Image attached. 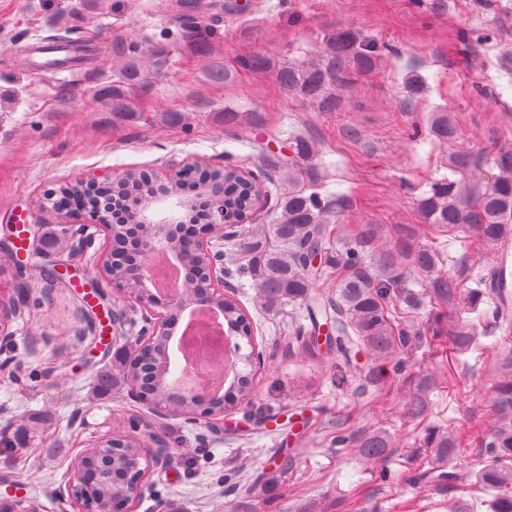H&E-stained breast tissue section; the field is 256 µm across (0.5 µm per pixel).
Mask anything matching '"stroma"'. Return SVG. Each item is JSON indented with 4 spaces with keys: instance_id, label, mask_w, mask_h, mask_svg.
Listing matches in <instances>:
<instances>
[{
    "instance_id": "stroma-1",
    "label": "stroma",
    "mask_w": 512,
    "mask_h": 512,
    "mask_svg": "<svg viewBox=\"0 0 512 512\" xmlns=\"http://www.w3.org/2000/svg\"><path fill=\"white\" fill-rule=\"evenodd\" d=\"M75 0H0V239L15 215L31 224L61 225L47 211L59 184L90 175L119 176L133 168L162 170L188 161H234L263 173L268 223L288 189V135L301 133L318 153L299 166L301 186L345 202L344 224H368L379 242L408 238L434 245L422 231L418 200L447 174L456 146L474 170L461 181L472 193L489 180L485 163L512 151V0H101L96 13L74 22L71 36L93 45L90 59L47 68L30 48L57 30L52 17ZM348 28L385 46L377 69L338 90L336 111L321 112L289 94L268 72L239 69L240 57L263 54L277 63L319 55L325 36ZM207 35L197 50L192 32ZM147 56L150 72L131 93L135 117L112 112L120 51ZM229 69L228 80L214 79ZM426 80L411 94L404 77ZM240 113L224 123L225 110ZM447 113L458 142L436 140L430 126ZM94 243L71 264L79 286L54 284L48 300L13 319V344L0 361L30 345L22 383L0 370V512H71L66 485L71 459L119 427L149 422L154 432L183 437L179 457L151 468L135 512H230L251 498L257 512H448L453 491L396 486L393 473L426 470L434 461L429 432H451L458 464L479 470L482 443L494 419V363L502 350L492 325L471 311L448 321H473L479 343L448 358L422 347L405 353L401 369L360 354L344 382L321 360L288 348V324L299 303L257 307L255 290L237 287L249 312L264 367L252 406L225 415L215 429H187L181 417L159 415L128 393L96 390L97 376L135 337L103 345L86 332L82 286L103 274ZM445 269L475 287L473 264L492 255L466 234L445 237ZM425 374L440 386L424 421L403 414L409 387ZM382 429L394 442L385 465H371L333 444L336 433ZM62 442L67 455L56 454ZM294 465L280 472L282 457Z\"/></svg>"
}]
</instances>
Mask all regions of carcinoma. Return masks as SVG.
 Returning <instances> with one entry per match:
<instances>
[{"instance_id":"1","label":"carcinoma","mask_w":512,"mask_h":512,"mask_svg":"<svg viewBox=\"0 0 512 512\" xmlns=\"http://www.w3.org/2000/svg\"><path fill=\"white\" fill-rule=\"evenodd\" d=\"M322 56L293 66H275L267 57L249 56L241 65L251 71L272 73L288 91L315 104L323 112H334L338 106L336 87L350 85L355 76L373 71L380 59L377 43L362 40L349 29H340L323 42ZM130 86L142 80L138 56L132 55L121 71ZM432 135L446 141L456 135V127L448 115L437 116L431 126ZM294 160L307 161L314 155L313 146L303 137L292 138ZM490 169L498 170L477 199L466 198L460 182L442 177L417 204L424 223L438 235L466 233L496 250V261L486 272L478 273L477 287L463 290L445 273L441 252L437 248L416 245L408 240L383 245L372 254L366 246L376 237L375 228L361 227L351 234H337L333 223L341 213V200L331 202L319 192L288 184L281 197V213L269 224H254L251 219L252 199L242 187L244 172L233 163L222 168H206L200 172L201 189L188 200L184 213L187 224H208L211 221L210 190L224 193V218L251 225L238 239L224 241V263L231 275L249 281L257 289V302L263 308H275L286 302L303 304L301 321L293 328L288 347L298 354L315 356V336L327 325L335 341L336 356L347 360L366 350L374 359L393 363L400 368V355L427 342L414 324L412 312L397 308V301L408 294L411 276L424 281L426 296L439 307L462 306L476 311L484 303L483 315L502 332L512 336V152L495 155ZM125 185L130 190L128 208H133L149 191L164 192L153 184L143 170L126 172ZM79 182H69L57 189L60 204L81 196ZM127 227L112 225V256H103L102 268L109 280L126 288L124 239ZM249 319L248 312L235 299L224 302V322L237 325ZM448 335L455 350H463L476 336L469 324L453 323L448 329L436 327L432 337ZM164 349L160 341L151 347L135 350V355L123 352L111 368L98 376V389L104 393L119 392L133 383L154 393L163 392L152 380L150 364L153 356ZM242 379L236 393L228 394L224 407L216 411L235 410L243 402L251 403L254 379L249 368L250 353H241ZM430 382L418 384L403 402L404 414L412 420L427 417L426 390ZM495 423L489 429L484 448L488 464L481 472L471 475L456 467H447L457 455V440L450 433L431 434L428 445L436 449L441 464L426 472L407 475L413 482L429 480L438 487L460 492L451 505L452 512H474V491L491 496L484 501L492 512H512V355L498 365L494 388ZM335 444L353 447L367 462L386 458L392 447L390 437L383 432H368L356 437L336 435ZM112 455L86 456L82 464L88 470L112 466L124 468V461L141 455L146 447L143 440L123 431L112 433Z\"/></svg>"}]
</instances>
